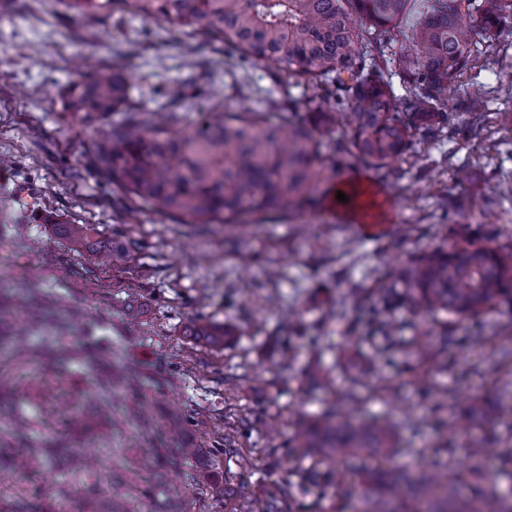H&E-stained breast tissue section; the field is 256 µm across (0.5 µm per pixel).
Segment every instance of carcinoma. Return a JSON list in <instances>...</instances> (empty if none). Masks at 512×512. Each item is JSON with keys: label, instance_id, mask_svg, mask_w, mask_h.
<instances>
[{"label": "carcinoma", "instance_id": "1", "mask_svg": "<svg viewBox=\"0 0 512 512\" xmlns=\"http://www.w3.org/2000/svg\"><path fill=\"white\" fill-rule=\"evenodd\" d=\"M67 13L101 18L128 13L193 30L200 48L219 49L253 63L277 66V79L311 91L309 112L291 102L279 112H211L179 136L169 131L175 114L162 106L146 114L130 103L125 75L102 69L90 81L65 93L64 107L98 125L90 146L99 176L128 198L155 212L192 224L243 226L273 214H294L330 198L347 170L365 169L384 180L400 178L395 162L430 144L454 123L459 78L472 56L474 34L496 39L512 24V0H57ZM397 30L404 44L392 63L402 76L396 93L388 76L384 35ZM470 132L479 138L484 113L479 95L470 98ZM336 133L329 152L323 137ZM66 239L91 261L120 266L128 248L101 240L91 224H68ZM390 288L373 295L359 288L336 291L330 316L345 321L366 307L382 334L381 350L400 347L393 311L412 309L471 317L492 308L512 278V248H459L421 253L390 269ZM187 333L222 346L231 332L221 322L198 321ZM448 327L421 329L404 348L414 363L408 381L382 379L376 391L392 400L405 383L430 391L431 371L448 368ZM511 345L500 351V381L512 386ZM334 396L319 418L297 427L285 453L293 459L308 451L312 462L298 471L299 485L324 499L336 489L338 465L357 466L362 474V512H512V494L487 481L486 446L472 442L466 460L446 446L422 448L419 462L404 463L395 425L341 420V408L357 399L360 381ZM467 428L475 419L512 417V395L493 403L471 399L461 417L456 405L436 401L424 408ZM266 410L235 418L238 432L271 426ZM53 467L73 466L81 458L54 448L43 453ZM294 483L271 484L263 500H236L232 512H292Z\"/></svg>", "mask_w": 512, "mask_h": 512}]
</instances>
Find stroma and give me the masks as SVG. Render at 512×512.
Returning <instances> with one entry per match:
<instances>
[{"instance_id": "obj_1", "label": "stroma", "mask_w": 512, "mask_h": 512, "mask_svg": "<svg viewBox=\"0 0 512 512\" xmlns=\"http://www.w3.org/2000/svg\"><path fill=\"white\" fill-rule=\"evenodd\" d=\"M475 68L461 77L456 94L459 116L452 133L401 162L394 185L370 170L364 181L382 215L381 228L364 232L342 209L324 203L299 215L268 216L262 226L235 231L238 252L224 246V229L179 223L128 199L95 172L86 146L94 127L64 109V93L78 79L80 59L97 67L122 68L130 98L142 111L170 105L173 131L190 129L202 113L223 104L225 111L269 110L275 100H293L308 110L301 85L276 83L273 66L244 65L223 52L201 53L190 30L128 14L104 20L59 14L53 0H25L19 12L0 17V297L26 312L8 337L0 336V385L12 388L0 399V455L19 440L41 448L62 440L95 456L90 470L27 469L0 474V512L10 501L34 502L39 512H110L114 498L129 500L135 512L169 500L175 512H226L206 490V474L217 467L229 495L245 490L261 499L269 483L289 478L287 447L297 420L320 414L326 382L359 370L364 387L358 405L346 407L352 421L388 417L398 422V445L424 448L452 442L464 455L465 439L430 419L412 431L407 420L419 409L417 395L394 402L374 391L381 378L404 375V357L372 346L349 344V331L370 328L366 310L352 324L326 320L335 280L344 287H389L388 272L398 263L437 247L452 250L474 242L489 248L512 246V126L495 113L512 111L505 87L512 81V29L494 42L476 35ZM182 85L171 100L168 89ZM481 89L492 121L484 139L468 132L466 111L473 89ZM466 168L467 181L456 179ZM498 182L505 194L492 195ZM63 224H92L102 238L129 232L134 244L122 266H95L74 252L59 231ZM278 270L273 281L261 268ZM139 309L136 326L128 308ZM293 310L300 326L282 320ZM212 318L233 329L235 339L212 347L187 336L189 323ZM399 338L407 343L426 323L447 324L455 344L448 347L447 372L434 375L437 390L457 400H494L502 337L512 336V293L480 317L463 319L439 312L412 314L396 309ZM484 336L471 348L473 336ZM319 337L311 345L310 337ZM136 365L139 383L112 387V370ZM240 374L238 392H227L224 377ZM149 401L157 424L176 418L186 439L203 450L200 458H169L161 486L131 491L112 472L124 459L144 457L160 444L155 430L139 425L132 411ZM266 407L276 431L260 429L241 437L242 454L222 455L226 416L245 407Z\"/></svg>"}]
</instances>
